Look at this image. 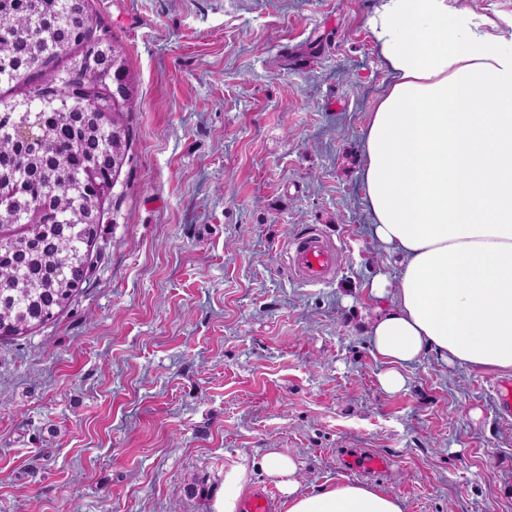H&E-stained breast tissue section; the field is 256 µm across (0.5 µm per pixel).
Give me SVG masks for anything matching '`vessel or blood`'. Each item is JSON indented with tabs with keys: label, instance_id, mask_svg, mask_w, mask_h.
<instances>
[{
	"label": "vessel or blood",
	"instance_id": "b4317fda",
	"mask_svg": "<svg viewBox=\"0 0 512 512\" xmlns=\"http://www.w3.org/2000/svg\"><path fill=\"white\" fill-rule=\"evenodd\" d=\"M284 251L296 280L305 286L327 282L340 264L337 246L317 230L291 239L285 244ZM345 463L358 472H378L389 466L385 458L369 453L346 457Z\"/></svg>",
	"mask_w": 512,
	"mask_h": 512
}]
</instances>
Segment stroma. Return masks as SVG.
I'll use <instances>...</instances> for the list:
<instances>
[{
  "label": "stroma",
  "mask_w": 512,
  "mask_h": 512,
  "mask_svg": "<svg viewBox=\"0 0 512 512\" xmlns=\"http://www.w3.org/2000/svg\"><path fill=\"white\" fill-rule=\"evenodd\" d=\"M376 0H89L137 106L92 274L53 320L0 338V512H213L224 470L276 448L303 491L370 483L404 512H512L499 375L426 354L378 381L364 134L387 77ZM343 252L325 285L281 250ZM368 451L390 466L344 470ZM284 251L296 280L304 286L324 284L340 264L337 246L317 229L291 239Z\"/></svg>",
  "instance_id": "obj_1"
}]
</instances>
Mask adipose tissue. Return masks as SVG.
Masks as SVG:
<instances>
[{
	"instance_id": "adipose-tissue-1",
	"label": "adipose tissue",
	"mask_w": 512,
	"mask_h": 512,
	"mask_svg": "<svg viewBox=\"0 0 512 512\" xmlns=\"http://www.w3.org/2000/svg\"><path fill=\"white\" fill-rule=\"evenodd\" d=\"M388 84L364 137L371 232L398 283L377 274L368 336L387 393L426 353L512 374V18L454 0H377L367 20ZM266 476L286 512H403L374 485L301 491L291 456L270 449Z\"/></svg>"
}]
</instances>
